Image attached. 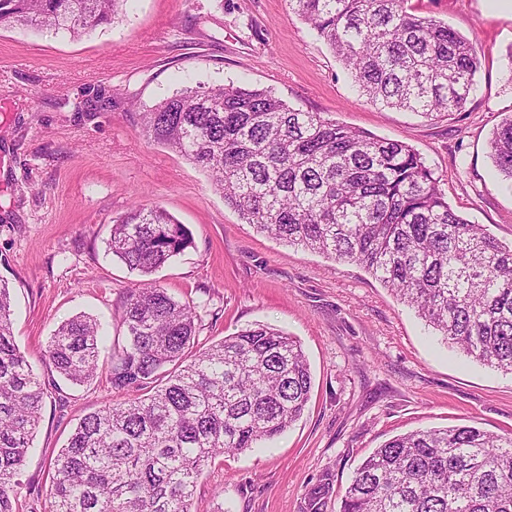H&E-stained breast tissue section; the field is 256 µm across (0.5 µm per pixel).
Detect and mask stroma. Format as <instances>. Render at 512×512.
<instances>
[{"label":"stroma","instance_id":"1","mask_svg":"<svg viewBox=\"0 0 512 512\" xmlns=\"http://www.w3.org/2000/svg\"><path fill=\"white\" fill-rule=\"evenodd\" d=\"M409 4L476 47L482 66L463 111L430 120L367 102L289 0H128L110 24L77 38L0 29V280L15 340L48 391L19 512H48L51 460L86 414L119 398L102 379L68 383L43 352L62 321L83 313L122 340V304L139 276L106 243L137 202L164 208L192 234L153 278L195 307L200 347L265 324L297 340L311 369L299 420L205 468L200 512H301L327 472L336 496L326 512H338L357 466L395 436L459 425L512 433V374L448 348L361 266L256 232L205 170L141 129L140 105L187 85L268 89L407 143L458 214L511 244L512 183L494 167L489 139L512 112V13L488 0Z\"/></svg>","mask_w":512,"mask_h":512}]
</instances>
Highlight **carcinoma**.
<instances>
[{
  "instance_id": "1",
  "label": "carcinoma",
  "mask_w": 512,
  "mask_h": 512,
  "mask_svg": "<svg viewBox=\"0 0 512 512\" xmlns=\"http://www.w3.org/2000/svg\"><path fill=\"white\" fill-rule=\"evenodd\" d=\"M126 0H0V28L36 26L78 36ZM366 99L435 119L462 111L481 67L448 24L408 0H289ZM145 136L208 171L224 202L261 233L364 267L481 364L512 373V245L458 215L406 143L295 109L272 91L233 83L187 86L143 106ZM512 182V113L489 142ZM192 244L159 206L134 204L114 220L112 255L148 277ZM0 284V512H17L16 477L31 448L43 384L12 332ZM195 307L155 282L128 290L125 336L112 345L111 387L142 395L85 415L52 463L50 512H194L197 480L225 453L285 432L312 384L301 345L258 324L194 349ZM101 323L63 321L48 364L84 384L99 376ZM326 472L301 512H324ZM338 512H512V434L474 426L390 439L356 469Z\"/></svg>"
}]
</instances>
